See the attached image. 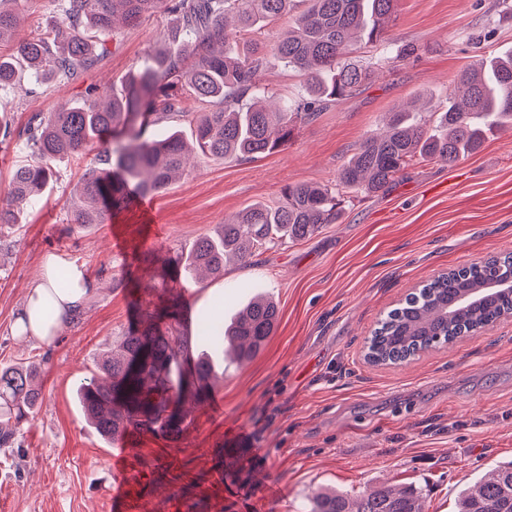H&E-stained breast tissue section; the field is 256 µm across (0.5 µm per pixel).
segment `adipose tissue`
<instances>
[{
  "instance_id": "adipose-tissue-1",
  "label": "adipose tissue",
  "mask_w": 512,
  "mask_h": 512,
  "mask_svg": "<svg viewBox=\"0 0 512 512\" xmlns=\"http://www.w3.org/2000/svg\"><path fill=\"white\" fill-rule=\"evenodd\" d=\"M91 291L92 285L82 270L60 256L48 255L43 261L41 276L30 288L16 319L15 335L51 345Z\"/></svg>"
}]
</instances>
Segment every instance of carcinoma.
<instances>
[{"instance_id": "obj_1", "label": "carcinoma", "mask_w": 512, "mask_h": 512, "mask_svg": "<svg viewBox=\"0 0 512 512\" xmlns=\"http://www.w3.org/2000/svg\"><path fill=\"white\" fill-rule=\"evenodd\" d=\"M20 0H0V42L15 38ZM296 0H63L64 17L37 37L16 43V53L0 57V88L16 83L25 67L47 79L69 82L107 53L96 35L115 23L136 26L165 9L175 17L165 39L174 52L160 50L140 73L126 78L105 102L91 89L79 103H66L28 127L34 160L14 168L8 199L0 203V226L17 223L14 204L40 197L61 158L106 145L105 168L90 166L76 191L85 205L72 210L71 223L86 229L106 223L127 207L126 181L159 192L197 161L241 160L269 155L286 146L298 124L350 96L371 72L351 55L383 37L397 0H305L307 8L288 26L274 50L289 67L308 78L304 95L281 109L260 103L257 82L263 55L257 43L237 44V34L253 32L284 17ZM458 94L441 112L392 113L385 129L359 144L332 186L288 184L273 204H255L213 233L199 237L176 263L195 282L224 275V263L247 265L268 246L302 241L335 224L348 189L384 190L410 165L434 161L454 165L475 153L488 134L512 126V51L481 58L461 71ZM185 100L204 111L194 114L192 142L178 131L143 139L136 119L178 113ZM512 274V252L493 256L480 267L440 273L406 295L377 323L366 340V358L396 365L439 345L453 344L512 315V288L484 287ZM277 304L258 295L229 323L200 318L190 343L154 314L119 338L118 350L101 354L91 376L76 393L90 426L109 442H129L150 431H181L183 406L211 395L224 378L212 351L223 344L239 362L251 360L271 336ZM33 362L0 364V448H10L30 423L41 399ZM306 512H423L419 492L379 488L349 497L316 492ZM457 512H512V462L499 465L462 491Z\"/></svg>"}]
</instances>
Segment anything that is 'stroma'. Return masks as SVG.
<instances>
[{"mask_svg":"<svg viewBox=\"0 0 512 512\" xmlns=\"http://www.w3.org/2000/svg\"><path fill=\"white\" fill-rule=\"evenodd\" d=\"M62 0H21L19 37L63 16ZM171 15L115 30L104 58L68 83L23 71L0 89V200L30 157L24 128L36 115L109 89L138 72L163 43ZM289 24L258 33L268 50L260 80L271 103L305 93L273 44ZM409 48L396 60L398 48ZM512 49V0H398L384 41L365 47L375 75L346 99L299 124L281 150L254 160L204 161L157 192L163 237L137 206L91 230L75 228L67 202L97 150L55 165L40 199L0 227V362L33 361L43 384L35 417L15 447L0 448V512H110L112 447L84 420L80 379L96 358L151 310L163 312L169 260L288 184H332L359 143L391 113L431 112L472 61ZM120 227L127 252L113 251ZM512 251V129L448 166L419 162L386 190L351 192L338 223L310 238L228 263L206 286L185 284L184 305L230 319L258 292L279 306L263 348L225 362L221 408L191 410L177 436L130 443L126 512H304L313 492L355 496L379 487L420 492L424 512H455L459 492L512 462V319L400 365L374 366L364 343L380 315L437 273ZM91 278L78 320L50 346L11 332L48 254ZM222 465L228 478L211 475Z\"/></svg>","mask_w":512,"mask_h":512,"instance_id":"obj_1","label":"stroma"}]
</instances>
